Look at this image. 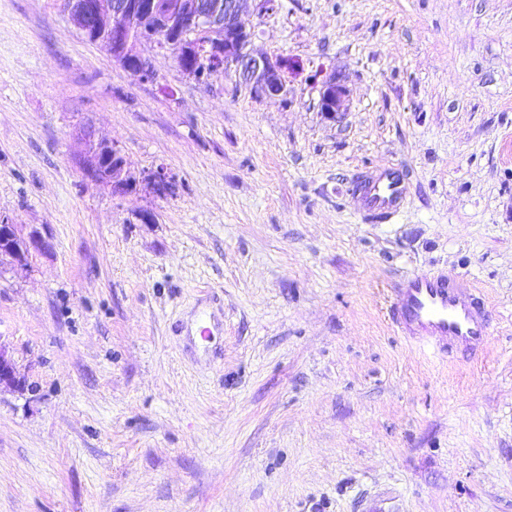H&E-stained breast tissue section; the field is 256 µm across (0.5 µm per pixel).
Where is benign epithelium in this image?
<instances>
[{
  "label": "benign epithelium",
  "instance_id": "obj_1",
  "mask_svg": "<svg viewBox=\"0 0 512 512\" xmlns=\"http://www.w3.org/2000/svg\"><path fill=\"white\" fill-rule=\"evenodd\" d=\"M266 15L276 9L277 0H62L69 22L86 39H107L112 58L142 82H152L156 74L149 58L137 49L141 43H152L163 50L176 44L188 24L205 39L202 59L212 74L223 73L250 88L258 98L282 100L288 97L289 61L256 54L250 48L252 33L239 16L248 3ZM347 87L340 76L329 75L319 89L318 107L332 120L341 118ZM84 148L78 160L85 180L95 185L126 194L145 185L161 197L173 184L168 167L161 163L154 169L133 175L126 162L110 170L115 158H124L114 140L97 139L84 132ZM50 242L37 230L24 234L20 225L7 215H0V262L24 268L34 252H45ZM23 387L15 366L0 348V385Z\"/></svg>",
  "mask_w": 512,
  "mask_h": 512
}]
</instances>
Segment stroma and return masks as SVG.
<instances>
[{"label": "stroma", "mask_w": 512, "mask_h": 512, "mask_svg": "<svg viewBox=\"0 0 512 512\" xmlns=\"http://www.w3.org/2000/svg\"><path fill=\"white\" fill-rule=\"evenodd\" d=\"M242 21L294 62L287 101L150 44L140 82L61 0H0V215L52 244L0 267L25 383L0 387V512H512V0ZM87 128L133 173L166 164L174 193L86 181ZM397 163L407 211L365 217L353 178ZM429 269L483 290L475 360L391 326L393 288ZM347 97V87L340 76L330 74L319 89L318 107L323 114L332 120L341 118Z\"/></svg>", "instance_id": "obj_1"}]
</instances>
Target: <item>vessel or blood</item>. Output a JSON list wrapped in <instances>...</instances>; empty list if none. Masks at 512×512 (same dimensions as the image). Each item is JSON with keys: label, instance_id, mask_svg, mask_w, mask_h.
Segmentation results:
<instances>
[{"label": "vessel or blood", "instance_id": "b4317fda", "mask_svg": "<svg viewBox=\"0 0 512 512\" xmlns=\"http://www.w3.org/2000/svg\"><path fill=\"white\" fill-rule=\"evenodd\" d=\"M405 177L398 164L358 175L354 183L364 212L380 220L401 215L409 195ZM391 315L402 336L437 356L475 353L491 336V318L477 287L452 273L407 276L394 290Z\"/></svg>", "mask_w": 512, "mask_h": 512}]
</instances>
